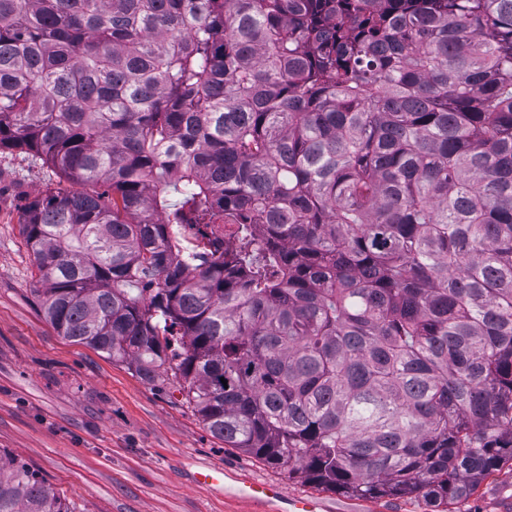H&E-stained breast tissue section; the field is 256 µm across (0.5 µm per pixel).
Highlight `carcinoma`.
Segmentation results:
<instances>
[{
	"label": "carcinoma",
	"instance_id": "1",
	"mask_svg": "<svg viewBox=\"0 0 512 512\" xmlns=\"http://www.w3.org/2000/svg\"><path fill=\"white\" fill-rule=\"evenodd\" d=\"M2 147L76 185L46 319L228 447L435 508L512 461V0H0Z\"/></svg>",
	"mask_w": 512,
	"mask_h": 512
}]
</instances>
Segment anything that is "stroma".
<instances>
[{
    "label": "stroma",
    "mask_w": 512,
    "mask_h": 512,
    "mask_svg": "<svg viewBox=\"0 0 512 512\" xmlns=\"http://www.w3.org/2000/svg\"><path fill=\"white\" fill-rule=\"evenodd\" d=\"M66 179L17 148L0 150V452L50 485L73 512H261L204 470L238 481L288 479L214 437L179 383L59 336L34 293L38 271L22 234L28 203ZM328 512H430L421 502L324 491ZM455 512H512V469L490 476Z\"/></svg>",
    "instance_id": "stroma-1"
}]
</instances>
